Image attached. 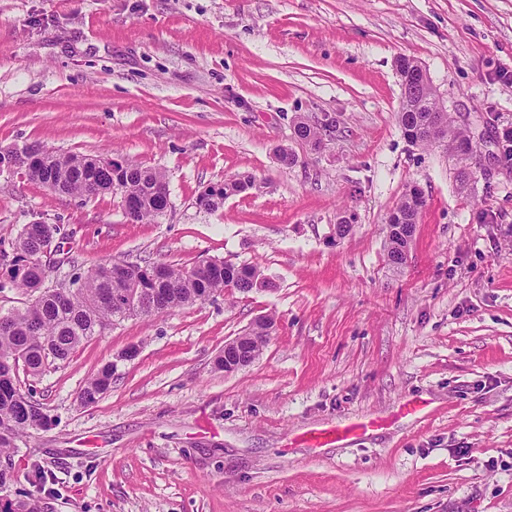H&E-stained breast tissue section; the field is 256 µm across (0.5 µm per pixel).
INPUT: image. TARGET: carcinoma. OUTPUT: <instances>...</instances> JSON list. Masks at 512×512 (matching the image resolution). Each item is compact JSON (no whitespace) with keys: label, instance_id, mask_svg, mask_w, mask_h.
<instances>
[{"label":"carcinoma","instance_id":"carcinoma-1","mask_svg":"<svg viewBox=\"0 0 512 512\" xmlns=\"http://www.w3.org/2000/svg\"><path fill=\"white\" fill-rule=\"evenodd\" d=\"M417 63L402 57L396 68L407 76L398 122L408 141L416 146L442 142L459 164L457 180L469 185L474 151L467 130L449 112L440 111L430 80L416 73ZM296 138L318 146L322 132L305 120L294 124ZM55 195L90 200L102 193L120 195L126 216L133 222L152 220L165 212L169 201L166 174L156 168L105 157L59 153L38 143L0 150ZM256 187L255 178L244 175L211 186L196 199L199 209L215 211L224 197ZM424 205L422 193L409 189L388 220L387 257L391 264L406 262L415 224ZM60 231L56 224H24L12 242V268L0 292L14 288L28 296L21 308L0 312V457L9 456L29 431L48 427L52 419L44 407L23 395L20 373L37 376L49 363L65 361L83 341L98 336L115 322L131 316L153 317L173 309L204 302L230 288L249 292L268 287L258 267L203 260L191 267L175 268L148 261L126 264L115 274L116 264L104 262L85 273L75 272L66 293L46 286L49 274L40 264L43 250ZM114 363L103 365L85 385L80 402L95 404L112 384Z\"/></svg>","mask_w":512,"mask_h":512}]
</instances>
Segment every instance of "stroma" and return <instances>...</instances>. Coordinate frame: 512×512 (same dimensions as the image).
<instances>
[{
  "instance_id": "stroma-1",
  "label": "stroma",
  "mask_w": 512,
  "mask_h": 512,
  "mask_svg": "<svg viewBox=\"0 0 512 512\" xmlns=\"http://www.w3.org/2000/svg\"><path fill=\"white\" fill-rule=\"evenodd\" d=\"M400 57L477 145L468 188L446 147L404 136ZM511 72L512 0H0V148L119 156L165 171L170 189L163 214L133 223L118 196L54 195L5 172L0 238L39 219L84 270L217 259L272 282L125 319L21 376L54 423L19 441L0 501L512 512ZM300 116L332 122L319 148L295 138ZM245 173L258 188L196 207ZM413 185L425 206L396 269L387 218ZM263 318L256 360L217 369ZM109 362L111 387L82 405ZM361 423L362 437L314 439Z\"/></svg>"
}]
</instances>
